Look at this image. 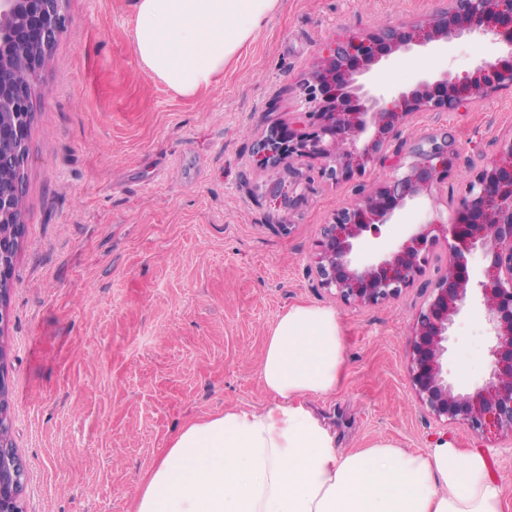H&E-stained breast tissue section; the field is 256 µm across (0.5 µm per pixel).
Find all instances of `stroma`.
I'll use <instances>...</instances> for the list:
<instances>
[{
    "label": "stroma",
    "instance_id": "1",
    "mask_svg": "<svg viewBox=\"0 0 512 512\" xmlns=\"http://www.w3.org/2000/svg\"><path fill=\"white\" fill-rule=\"evenodd\" d=\"M447 6L281 0L223 79L185 99L141 69L133 0H66V29L37 79L24 236L0 330L25 512H131L136 487L187 420L269 403L258 377L266 339L299 303L334 308L343 326L345 381L313 402L342 449L386 439L421 452L448 437L487 456L512 512V437L443 427L412 391L411 323L427 279L361 306L315 277L323 224L381 169L334 184L319 161L264 169L256 156L269 125L302 111L297 87L336 40L426 23ZM508 54L487 39L453 38L390 55L365 79L407 90L424 73ZM443 128L459 143L439 188L446 198L512 132V88L459 112L418 113L399 141ZM488 343L479 314L459 320L451 374L484 377Z\"/></svg>",
    "mask_w": 512,
    "mask_h": 512
}]
</instances>
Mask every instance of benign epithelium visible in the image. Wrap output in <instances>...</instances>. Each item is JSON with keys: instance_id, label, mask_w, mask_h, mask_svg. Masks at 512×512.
<instances>
[{"instance_id": "benign-epithelium-1", "label": "benign epithelium", "mask_w": 512, "mask_h": 512, "mask_svg": "<svg viewBox=\"0 0 512 512\" xmlns=\"http://www.w3.org/2000/svg\"><path fill=\"white\" fill-rule=\"evenodd\" d=\"M64 0H0V333L8 319L13 269L24 234L21 201L34 117L39 70L66 27ZM477 35L505 45L507 60H485L462 76L429 73L409 90L374 91L359 81L370 66L411 46ZM512 86V0H448L431 28L385 25L319 59L298 87L305 111L270 126L260 140L265 167L294 160L322 161L321 177L339 183L379 165L375 186L358 185L323 225L315 244L319 285L341 300L378 304L434 273L411 327V383L421 407L447 425L463 424L477 435H512V133L497 154L466 180L443 219L440 184L459 156L455 138L427 134L387 154L399 128L419 112L468 108L487 93ZM429 201L434 217L409 224L392 251L373 255L371 239L409 202ZM445 245V253L436 249ZM369 253L367 260L355 252ZM481 252L484 266L469 260ZM481 313L487 334L488 377L448 379V343L456 322ZM5 351L0 347V512H23L26 479L16 452L8 411Z\"/></svg>"}]
</instances>
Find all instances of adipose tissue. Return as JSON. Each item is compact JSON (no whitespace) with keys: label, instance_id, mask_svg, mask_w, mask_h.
Masks as SVG:
<instances>
[{"label":"adipose tissue","instance_id":"ef3b65f1","mask_svg":"<svg viewBox=\"0 0 512 512\" xmlns=\"http://www.w3.org/2000/svg\"><path fill=\"white\" fill-rule=\"evenodd\" d=\"M280 0H134L133 51L181 97L217 83ZM335 309L278 315L259 378L270 404L192 419L168 441L132 497V512H504L486 456L449 438L426 452L379 441L342 450L310 401L344 380Z\"/></svg>","mask_w":512,"mask_h":512}]
</instances>
